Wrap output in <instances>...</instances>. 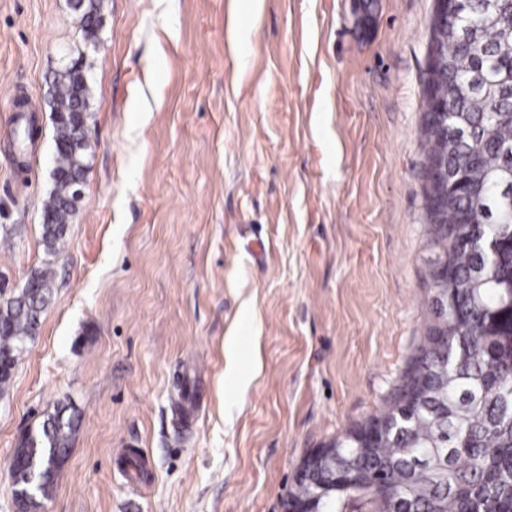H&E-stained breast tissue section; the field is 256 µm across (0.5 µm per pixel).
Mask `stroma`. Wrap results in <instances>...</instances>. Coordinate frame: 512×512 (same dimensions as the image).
I'll list each match as a JSON object with an SVG mask.
<instances>
[{
	"label": "stroma",
	"mask_w": 512,
	"mask_h": 512,
	"mask_svg": "<svg viewBox=\"0 0 512 512\" xmlns=\"http://www.w3.org/2000/svg\"><path fill=\"white\" fill-rule=\"evenodd\" d=\"M0 0V293L53 296L0 390L20 440L79 418L40 512H283L386 409L436 320L422 116L433 0ZM92 66L87 171L42 239L53 72ZM39 103L26 154L14 103ZM72 3L84 36L93 37L101 21L99 0H72ZM317 457H321L322 459H325L332 463L334 465V468L336 470L340 469L344 472H351L353 471L352 467V460L341 454L339 451V448H336V444L330 443L323 448L317 449L313 454L309 456L311 460L316 459Z\"/></svg>",
	"instance_id": "1"
}]
</instances>
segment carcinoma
Listing matches in <instances>:
<instances>
[{
    "label": "carcinoma",
    "mask_w": 512,
    "mask_h": 512,
    "mask_svg": "<svg viewBox=\"0 0 512 512\" xmlns=\"http://www.w3.org/2000/svg\"><path fill=\"white\" fill-rule=\"evenodd\" d=\"M485 2H463L471 44L454 21L438 23L440 66L425 112L443 103L462 128L458 141L441 124L425 137L430 164L448 145L454 176L447 200L433 211L436 260L429 272L434 282L439 267L447 266L448 287L435 300L437 322L389 407L356 427L359 436L379 430L376 447L357 454L354 470L357 484L386 492L379 512H512V308L498 288L512 278V200L499 187L512 181V0H496L491 14ZM72 3L84 36H94L99 0ZM85 69L81 55L51 80L56 166L42 224L49 250L64 243L78 200L74 183L87 168L88 145L78 136L89 109ZM492 239L499 243L496 262L484 251ZM51 297L48 270L33 275L18 294L0 297V388ZM76 426L75 414L61 406L16 448L12 466L20 470L32 462L44 476L23 512H38L39 498L48 496ZM324 482L316 471L293 494L305 498Z\"/></svg>",
    "instance_id": "1"
}]
</instances>
